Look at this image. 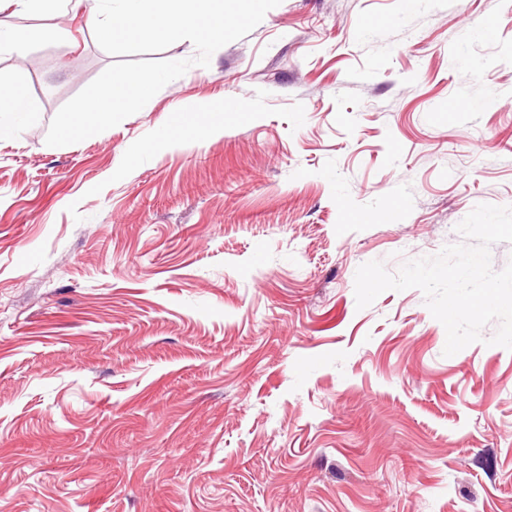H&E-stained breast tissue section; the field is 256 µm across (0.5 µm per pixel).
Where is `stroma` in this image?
<instances>
[{
    "label": "stroma",
    "mask_w": 512,
    "mask_h": 512,
    "mask_svg": "<svg viewBox=\"0 0 512 512\" xmlns=\"http://www.w3.org/2000/svg\"><path fill=\"white\" fill-rule=\"evenodd\" d=\"M89 0L0 12V512H512V351L355 274L512 206V0H281L138 113ZM174 140H162L163 132ZM30 38L0 24V53L4 50L22 54L29 46ZM33 112L30 102L12 85L0 83V135L13 129L18 120Z\"/></svg>",
    "instance_id": "obj_1"
}]
</instances>
